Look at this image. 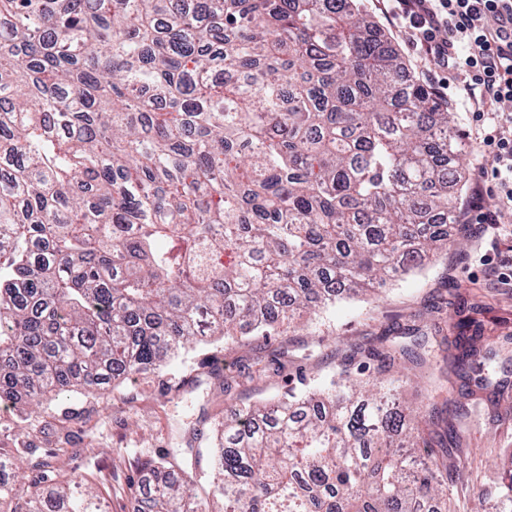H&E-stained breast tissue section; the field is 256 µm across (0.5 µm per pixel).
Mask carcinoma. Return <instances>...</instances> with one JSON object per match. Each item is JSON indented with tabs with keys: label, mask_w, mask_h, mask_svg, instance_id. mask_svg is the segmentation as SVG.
Segmentation results:
<instances>
[{
	"label": "carcinoma",
	"mask_w": 512,
	"mask_h": 512,
	"mask_svg": "<svg viewBox=\"0 0 512 512\" xmlns=\"http://www.w3.org/2000/svg\"><path fill=\"white\" fill-rule=\"evenodd\" d=\"M354 0H0V406L160 374L191 344L281 334L448 244L454 113ZM472 406L420 414L386 376L235 403L208 450L144 463L138 512H449L460 417L512 385L464 319ZM0 448V467L34 441ZM493 512H512V466ZM10 512H99L69 483H0Z\"/></svg>",
	"instance_id": "obj_1"
}]
</instances>
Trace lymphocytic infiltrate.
I'll use <instances>...</instances> for the list:
<instances>
[{"label": "lymphocytic infiltrate", "instance_id": "1", "mask_svg": "<svg viewBox=\"0 0 512 512\" xmlns=\"http://www.w3.org/2000/svg\"><path fill=\"white\" fill-rule=\"evenodd\" d=\"M404 43L419 52L438 103L449 89L471 111L487 161L475 178L492 179L497 199L481 224H512V0H376Z\"/></svg>", "mask_w": 512, "mask_h": 512}]
</instances>
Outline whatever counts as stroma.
I'll use <instances>...</instances> for the list:
<instances>
[{"label": "stroma", "instance_id": "35a3bbf8", "mask_svg": "<svg viewBox=\"0 0 512 512\" xmlns=\"http://www.w3.org/2000/svg\"><path fill=\"white\" fill-rule=\"evenodd\" d=\"M356 3L392 45L402 65L401 78L421 81L414 48L404 45L373 0ZM477 195L484 207L496 202L492 183L467 180L455 212L468 215L469 221L449 225L452 245L376 293L339 301L304 327L267 340L197 350L163 375L130 376L100 398L79 393L59 398L53 412L72 407L81 417L68 423V442L52 434L40 439L52 474L94 488L102 512H136L142 465L179 439L209 448L211 428L229 405L282 395L301 374L327 379L359 347L383 351L413 334L455 335L459 320L469 316L481 322L484 335L504 339L495 376L512 382V288L490 284L484 263L489 256L512 257V233L477 223V213L469 207ZM462 444L482 449V484L494 489L512 456V400L503 402L498 416L476 422Z\"/></svg>", "mask_w": 512, "mask_h": 512}]
</instances>
